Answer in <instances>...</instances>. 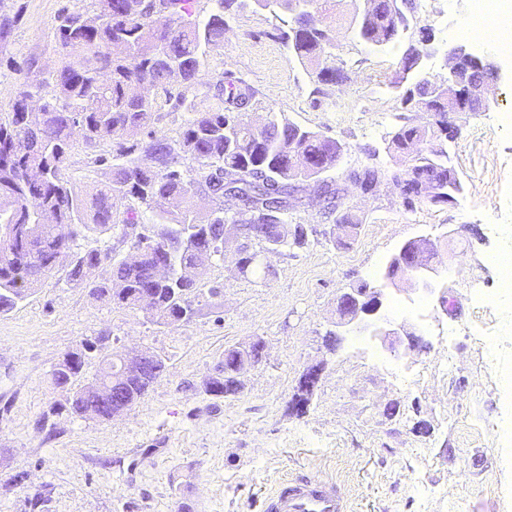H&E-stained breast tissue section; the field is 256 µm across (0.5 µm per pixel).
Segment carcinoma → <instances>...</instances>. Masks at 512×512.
I'll return each mask as SVG.
<instances>
[{
    "label": "carcinoma",
    "instance_id": "cac0c4a2",
    "mask_svg": "<svg viewBox=\"0 0 512 512\" xmlns=\"http://www.w3.org/2000/svg\"><path fill=\"white\" fill-rule=\"evenodd\" d=\"M195 0H93V10L62 7L57 14L56 67L39 83L20 84L11 111L0 113V227L26 224L32 240L0 243V314L26 300L35 286L58 268H69L75 284L92 281V294L112 304L142 309L151 297L148 317L157 324L188 321V298L203 275L199 254L224 255V225L246 224L247 233L279 248L302 246L307 240L285 216L295 209L301 193L315 186L329 210H336L339 189L330 172L342 154L336 140L293 122L270 120L263 129L246 121L241 109L255 96L243 84L214 86L198 101L174 93L178 74L188 89L207 61L210 50L224 42L229 21L250 0H215L216 10L200 21L193 18ZM269 12L291 15L292 26L280 36L292 44L303 64L318 65L331 45L328 31L304 20L309 0H259ZM365 21L350 24L359 41L388 45L398 41L408 25L411 0H367ZM425 47L409 45L400 67L410 77L399 90L432 119L401 127L392 149L407 158L393 174L406 207L419 200L446 204L457 198L463 184L448 165V152L434 142L448 135V120L456 112L448 87L435 85L423 70ZM41 96L44 105L32 121L23 108L26 96ZM194 113L179 139L146 132L154 114L164 107ZM147 133L148 140L138 139ZM93 150L110 146V156L94 164L110 170L109 181L79 196L66 171L76 144ZM197 163L195 173L181 169L179 155ZM316 167L311 172L298 165ZM236 201L233 214L224 198ZM155 217L153 235H140L131 259L115 260L109 252L73 248L75 228L105 232L138 224L140 209ZM110 263V276L91 280L94 271ZM170 267L162 278L160 264ZM97 349L87 341L67 352L51 372L52 384L68 391L62 408L83 417L109 421L143 398L165 370L157 355L140 373L120 377L112 396L92 390L98 378L79 383L86 352ZM255 350H225V364L258 360Z\"/></svg>",
    "mask_w": 512,
    "mask_h": 512
}]
</instances>
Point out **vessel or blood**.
Returning a JSON list of instances; mask_svg holds the SVG:
<instances>
[{"instance_id": "1", "label": "vessel or blood", "mask_w": 512, "mask_h": 512, "mask_svg": "<svg viewBox=\"0 0 512 512\" xmlns=\"http://www.w3.org/2000/svg\"><path fill=\"white\" fill-rule=\"evenodd\" d=\"M345 509L340 489L320 476L282 483L267 506L268 512H345Z\"/></svg>"}]
</instances>
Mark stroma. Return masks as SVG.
Here are the masks:
<instances>
[{"label": "stroma", "mask_w": 512, "mask_h": 512, "mask_svg": "<svg viewBox=\"0 0 512 512\" xmlns=\"http://www.w3.org/2000/svg\"><path fill=\"white\" fill-rule=\"evenodd\" d=\"M91 0H0V112L10 111L20 83L35 82L57 62L54 20L63 6ZM471 0H412L398 44L375 47L352 39L349 25L362 0H332L315 12L329 30L336 66L348 79L319 81L315 66L294 60L277 36L283 22L268 10L240 11L211 49L194 92L246 80L255 96L246 110L260 125L288 119L338 141V171L376 159L383 172L375 195L349 204L362 226L348 247L338 243L336 215L307 195L291 221L310 228L308 245L271 256L249 278L235 269L238 243L209 258L194 316L170 326L141 310L91 295L59 269L12 312L0 314V512H28L42 494L44 512H264L280 482L307 475L344 490L350 512H512V442L495 437L512 425L503 384L486 362L478 335L512 320V297L476 303L472 290L494 293L499 272L491 255L512 244V55L495 54L488 30L465 39L456 31ZM431 29L436 51L425 59L434 78L447 73L446 49L458 42L495 54L502 78L490 87L489 109L453 114L457 137L449 164L464 191L454 204L421 200L406 208L392 181L400 169L391 148L406 123L423 113L403 105L391 87L404 47ZM503 225L501 237L489 227ZM429 237L440 246L439 284L448 307L408 283L385 292V307L423 304L401 317L422 336V350L394 353L370 333L346 331L335 349L336 298L367 282L381 285L391 257L407 241ZM457 336H449V329ZM262 338L263 363L242 378L231 398L206 393L226 348ZM98 342L84 365L93 379L105 354L148 350L164 358L162 377L127 412L98 422L53 405L65 391L50 381L53 367L84 341ZM456 369L445 371L441 358ZM320 366L306 412L288 410L304 371Z\"/></svg>", "instance_id": "stroma-1"}]
</instances>
